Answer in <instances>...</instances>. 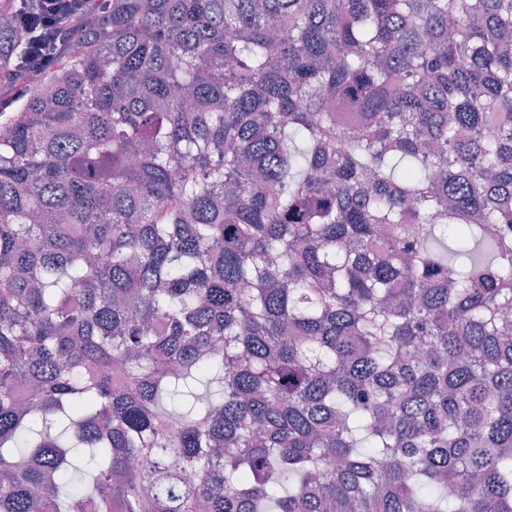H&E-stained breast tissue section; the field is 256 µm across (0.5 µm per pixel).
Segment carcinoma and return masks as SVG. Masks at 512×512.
<instances>
[{"mask_svg": "<svg viewBox=\"0 0 512 512\" xmlns=\"http://www.w3.org/2000/svg\"><path fill=\"white\" fill-rule=\"evenodd\" d=\"M87 11L0 100V512H512V0Z\"/></svg>", "mask_w": 512, "mask_h": 512, "instance_id": "1", "label": "carcinoma"}]
</instances>
